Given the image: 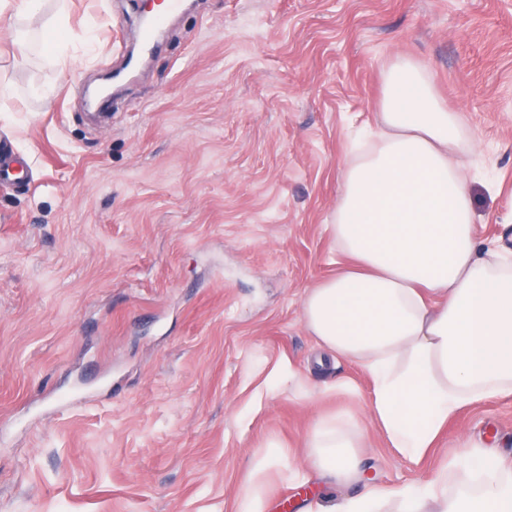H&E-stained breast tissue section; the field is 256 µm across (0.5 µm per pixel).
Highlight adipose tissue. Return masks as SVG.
<instances>
[{"label":"adipose tissue","instance_id":"1","mask_svg":"<svg viewBox=\"0 0 512 512\" xmlns=\"http://www.w3.org/2000/svg\"><path fill=\"white\" fill-rule=\"evenodd\" d=\"M377 131L340 173L342 193L328 231L348 266L307 289L301 322L321 351L358 364L370 384L368 407L387 445L419 462L463 410L512 396V253L485 245L466 162L475 151L457 112L442 107L420 64L401 59L386 72ZM316 396L290 360L270 372L261 392ZM359 441L343 414L317 417L306 469L325 480L324 498L302 512H512V470L503 455L481 446L469 454L477 491L448 492L455 461L424 483L358 482ZM282 454L268 442L255 456L236 512H267L271 474Z\"/></svg>","mask_w":512,"mask_h":512}]
</instances>
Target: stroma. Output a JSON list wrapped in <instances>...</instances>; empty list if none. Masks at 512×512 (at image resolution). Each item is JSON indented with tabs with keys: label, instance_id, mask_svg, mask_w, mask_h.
Here are the masks:
<instances>
[{
	"label": "stroma",
	"instance_id": "obj_1",
	"mask_svg": "<svg viewBox=\"0 0 512 512\" xmlns=\"http://www.w3.org/2000/svg\"><path fill=\"white\" fill-rule=\"evenodd\" d=\"M56 8L0 13V158L27 164L0 183V512H234L263 442L303 467L330 412L353 417L366 484L453 458V490L469 442L512 448L508 397L400 457L362 369L323 362L300 319L342 261L340 170L402 57L463 115L477 235L512 249V0H183L101 124L86 91L124 67L148 4L68 0L52 47L12 41ZM283 357L357 392L253 407Z\"/></svg>",
	"mask_w": 512,
	"mask_h": 512
}]
</instances>
